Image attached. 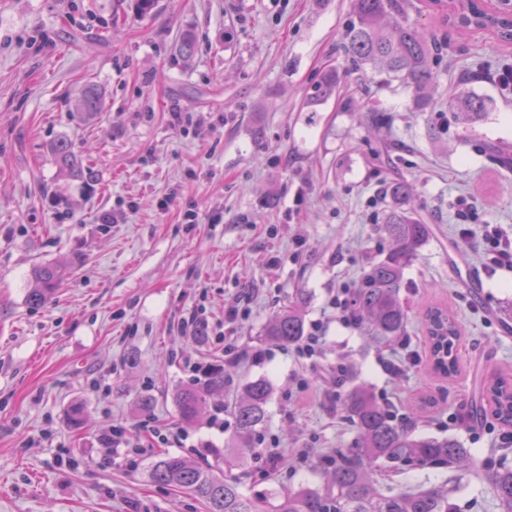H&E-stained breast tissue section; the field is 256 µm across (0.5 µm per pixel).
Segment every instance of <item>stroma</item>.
Instances as JSON below:
<instances>
[{"label": "stroma", "mask_w": 512, "mask_h": 512, "mask_svg": "<svg viewBox=\"0 0 512 512\" xmlns=\"http://www.w3.org/2000/svg\"><path fill=\"white\" fill-rule=\"evenodd\" d=\"M350 10V0H156L146 14L136 0H0V512H206L150 482L171 447L152 443L142 422L224 447L234 420L213 427V407L258 377L272 396L258 453L240 468L243 493L320 486L319 457L356 437L336 410L339 362L398 416L440 398L418 434L455 437L479 458L497 447L504 428L494 418L449 416L467 413L492 374L512 376V320L500 316L512 306V270L484 263L488 231L512 238V177L482 151L512 144V86L469 83L488 110L468 130L443 103L480 65L512 67V44L485 30L440 33L447 68L419 111L403 81L352 62ZM188 30L197 50L186 62L172 47ZM331 69L335 92L314 99ZM88 84L105 100L93 117L78 107ZM361 100L383 110L385 125L351 111ZM175 112L200 119L197 132L184 134ZM62 140L92 178L56 161ZM397 179L430 227L402 300L413 313L445 303L460 323L461 370L447 379L432 371L417 326L407 347L379 351L328 306L386 252V186ZM188 208L199 223H184ZM45 264L71 276L34 306L33 272ZM472 276L475 292L464 285ZM243 291L248 317L225 325V303ZM300 293L306 326L323 325L319 356L272 344L253 361L264 326ZM200 306L210 329L186 337L181 319ZM222 332L236 336L238 362H225ZM409 350L406 374L391 379L385 363ZM211 364L223 365L227 385L182 425L175 392ZM75 404L85 408L78 429ZM113 425L124 448L105 440ZM269 447L283 466L267 467Z\"/></svg>", "instance_id": "1"}]
</instances>
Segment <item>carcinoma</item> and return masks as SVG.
I'll return each instance as SVG.
<instances>
[{"label":"carcinoma","mask_w":512,"mask_h":512,"mask_svg":"<svg viewBox=\"0 0 512 512\" xmlns=\"http://www.w3.org/2000/svg\"><path fill=\"white\" fill-rule=\"evenodd\" d=\"M435 28L448 25L459 30L497 31L512 41V21L478 11L473 0H429ZM352 19L346 32L348 54L363 65L401 78L413 90V103L422 111L430 106L436 91L435 75L440 63L435 33L427 35L408 22L401 0H353ZM195 38L183 34L175 51L185 60L195 53ZM78 106L86 113L104 108V99L93 85L82 90ZM447 112L454 124L468 129L487 112V102L469 91L448 96ZM490 159L512 170V149L506 144H485ZM59 163L73 171L82 170L72 145H54ZM396 201L380 231L389 242L384 258L364 269L350 296V308L358 331L377 348H388L407 336L408 311L401 299L406 287L404 269L426 241L429 227L401 204L409 200L410 186L397 181L388 187ZM68 271L61 265H44L34 272L28 293L32 305L45 303ZM429 345V361L435 372L452 376L458 371L455 354L459 325L451 310L442 305L425 309L422 317ZM303 303L283 310L264 327L258 339L282 346L298 344L304 337ZM224 390V369L209 366L206 381L177 390L175 401L183 423L191 424L207 405L210 395ZM492 416L512 427V379L498 375L484 385ZM272 388L263 377L246 382L231 412L235 430L227 448L211 450L213 462L198 463L183 455H166L153 463L151 482L184 490L202 499L208 512H458L453 489L448 484L425 489L400 490L383 494L374 479L379 469L445 468L458 471L457 479L472 476L490 486L497 512H512V466L497 460H477L454 437H419L400 420L393 407L365 385L351 384L336 397V408L353 423L356 439L348 448H339L322 457L324 483L317 488L298 487L272 498L257 500L239 490V480L224 477L223 466H237L247 454L255 453L257 427L267 417Z\"/></svg>","instance_id":"obj_1"}]
</instances>
